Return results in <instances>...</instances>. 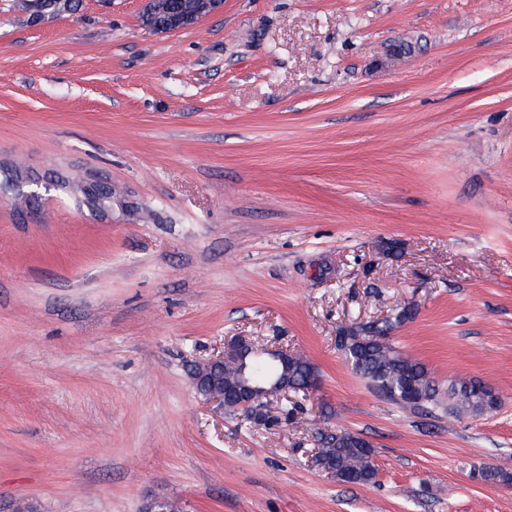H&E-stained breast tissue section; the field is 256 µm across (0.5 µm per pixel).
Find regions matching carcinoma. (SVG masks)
I'll use <instances>...</instances> for the list:
<instances>
[{"label":"carcinoma","mask_w":512,"mask_h":512,"mask_svg":"<svg viewBox=\"0 0 512 512\" xmlns=\"http://www.w3.org/2000/svg\"><path fill=\"white\" fill-rule=\"evenodd\" d=\"M413 317V311L402 309L395 316L357 323L339 328L336 349L340 351L357 375L382 397L395 401L393 392L415 388L428 401V409L441 408L457 417L472 413L478 405L477 393H489L483 383L466 377L448 381L443 391L430 377L426 367L400 351L390 342L391 331ZM315 366L296 356L288 362V383L291 392H305L306 380ZM317 454L326 457L336 473L349 474L348 481L356 485L371 483L376 477L374 450L367 440L348 431L320 434Z\"/></svg>","instance_id":"cac0c4a2"}]
</instances>
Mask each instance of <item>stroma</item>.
<instances>
[{
  "instance_id": "1",
  "label": "stroma",
  "mask_w": 512,
  "mask_h": 512,
  "mask_svg": "<svg viewBox=\"0 0 512 512\" xmlns=\"http://www.w3.org/2000/svg\"><path fill=\"white\" fill-rule=\"evenodd\" d=\"M141 0L34 19L0 0V495L39 512H512V0H224L155 34ZM92 177L112 192L97 208ZM393 331L453 418L388 401L336 348ZM248 336L317 369L219 415L191 370ZM376 478L314 466L320 429ZM162 1L164 0H143V10L141 16L142 25L148 31L157 34L189 27L200 19L220 12L224 8V0H196L199 4L197 12L193 16L187 17L175 25H162L155 24L153 21L150 22L149 20L153 19L154 15L161 10ZM318 442L321 447L314 457L325 456L329 467L335 469L337 475L348 473V482L356 485H366L375 479L374 450L367 440L356 433L339 431L321 433Z\"/></svg>"
}]
</instances>
